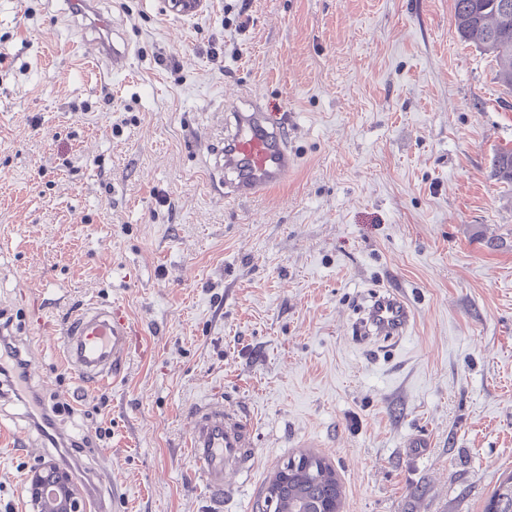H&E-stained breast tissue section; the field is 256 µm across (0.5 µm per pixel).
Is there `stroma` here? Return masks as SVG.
Returning a JSON list of instances; mask_svg holds the SVG:
<instances>
[{
    "label": "stroma",
    "instance_id": "1",
    "mask_svg": "<svg viewBox=\"0 0 512 512\" xmlns=\"http://www.w3.org/2000/svg\"><path fill=\"white\" fill-rule=\"evenodd\" d=\"M97 7L129 45L112 76L62 0H0V318L74 440L49 446L0 381V512L48 460L86 512H211L183 444L215 391L255 423L223 512H259L303 452L341 512H484L512 475V184L491 174L512 90L454 0ZM233 97L287 113L297 154L254 199L212 181ZM382 286L416 318L371 350L353 329ZM89 301L125 306L141 349L76 398L56 336Z\"/></svg>",
    "mask_w": 512,
    "mask_h": 512
}]
</instances>
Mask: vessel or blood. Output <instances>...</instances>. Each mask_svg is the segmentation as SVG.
I'll list each match as a JSON object with an SVG mask.
<instances>
[{"label":"vessel or blood","mask_w":512,"mask_h":512,"mask_svg":"<svg viewBox=\"0 0 512 512\" xmlns=\"http://www.w3.org/2000/svg\"><path fill=\"white\" fill-rule=\"evenodd\" d=\"M67 11L96 32L95 50L112 72L122 71L127 45L117 42L111 26L100 14L95 0H66ZM287 113L266 112L260 103L248 110L231 107L226 116L224 146L218 166L232 180L224 194L231 199L262 196L284 182L295 158L283 135ZM413 321L412 310L400 294L376 296L366 323L379 336H406ZM132 324L118 305H88L75 314L61 331L64 358L82 383L95 387L116 381L130 353ZM192 429L187 446L197 477L215 512L235 498L240 487L227 475L248 471V448L253 445L254 421L243 409L225 404L213 394L197 403L191 414Z\"/></svg>","instance_id":"b4317fda"}]
</instances>
